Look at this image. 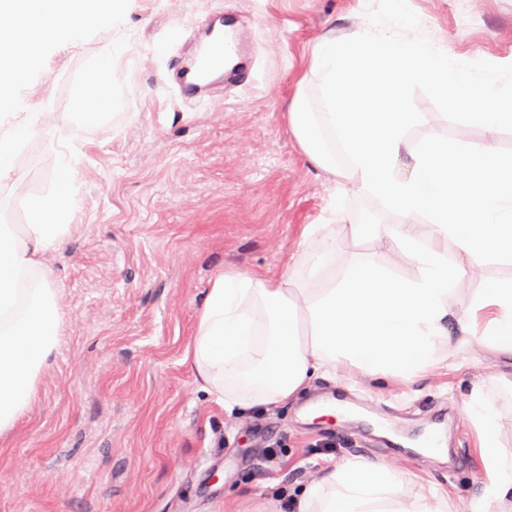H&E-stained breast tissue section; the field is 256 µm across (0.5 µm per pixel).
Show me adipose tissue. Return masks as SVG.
I'll return each mask as SVG.
<instances>
[{
	"label": "adipose tissue",
	"mask_w": 512,
	"mask_h": 512,
	"mask_svg": "<svg viewBox=\"0 0 512 512\" xmlns=\"http://www.w3.org/2000/svg\"><path fill=\"white\" fill-rule=\"evenodd\" d=\"M121 0H0V187L23 180L19 149L38 137L13 104L40 41H76L112 25ZM397 30L359 27L315 38L297 84L288 122L308 162L348 190L398 215L394 224H355L340 211L330 224L305 225L301 248L281 274L230 268L216 276L198 310L184 360L227 416H243L296 399L317 378L355 370L365 378L414 382L457 366L472 339L512 354V277L485 283L455 302L458 283L485 264H512V156L497 134L512 123V57L472 67L453 61L445 45L416 35L407 0H389ZM34 29L38 40L23 39ZM116 50L101 54L97 106L79 96L86 120L112 104ZM443 107L468 108L486 138L477 149L433 135L412 143L426 124L412 111L415 88ZM80 183L61 164L47 196L29 202L27 221L0 224V438L32 408L37 383L61 341L58 290L44 263L71 237ZM388 240L416 268L395 275L375 252L336 257L348 240ZM466 411L483 446L484 492L470 512H512V456L499 450L498 414L482 385ZM402 477L386 463L342 458L306 485L298 512H412Z\"/></svg>",
	"instance_id": "adipose-tissue-1"
}]
</instances>
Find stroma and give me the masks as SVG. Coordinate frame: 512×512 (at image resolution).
Instances as JSON below:
<instances>
[{"instance_id":"obj_1","label":"stroma","mask_w":512,"mask_h":512,"mask_svg":"<svg viewBox=\"0 0 512 512\" xmlns=\"http://www.w3.org/2000/svg\"><path fill=\"white\" fill-rule=\"evenodd\" d=\"M419 35L452 59L479 66L512 54V0H408ZM221 11L245 39L246 81L183 98L173 81L180 49H194L200 20ZM369 23L393 28L385 0H124L110 28L76 43L43 45L15 92L14 109L39 139L22 148L26 180L5 189V220L45 196L63 160L78 172L83 206L67 245L46 257L63 316L62 341L35 402L0 441V512H284L288 493L318 478L330 458L362 456L402 473V497L437 512L431 486L469 512L483 488L477 434L463 402L482 382L512 454V356L438 369L405 385L318 378L298 400L245 417L198 391L184 363L197 311L224 268L279 273L304 225L327 223L330 202L353 222L397 215L332 183L307 161L287 112L310 41ZM118 47L112 110L75 122L90 64ZM428 122L412 141L438 135L481 146L483 128L416 90ZM335 396L364 418L305 419L302 403ZM442 430L446 459L405 449Z\"/></svg>"}]
</instances>
